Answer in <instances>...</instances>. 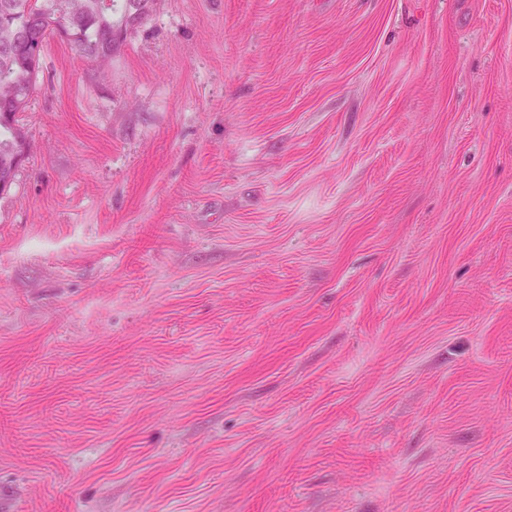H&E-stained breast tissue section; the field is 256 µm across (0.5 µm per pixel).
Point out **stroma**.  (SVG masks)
<instances>
[{"label":"stroma","mask_w":512,"mask_h":512,"mask_svg":"<svg viewBox=\"0 0 512 512\" xmlns=\"http://www.w3.org/2000/svg\"><path fill=\"white\" fill-rule=\"evenodd\" d=\"M17 120L0 512H512V0H159Z\"/></svg>","instance_id":"obj_1"}]
</instances>
